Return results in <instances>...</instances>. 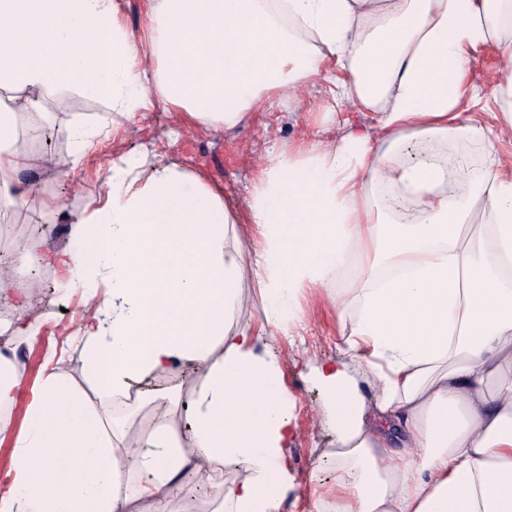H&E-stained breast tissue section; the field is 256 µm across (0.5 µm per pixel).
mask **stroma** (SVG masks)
<instances>
[{
	"instance_id": "obj_1",
	"label": "stroma",
	"mask_w": 512,
	"mask_h": 512,
	"mask_svg": "<svg viewBox=\"0 0 512 512\" xmlns=\"http://www.w3.org/2000/svg\"><path fill=\"white\" fill-rule=\"evenodd\" d=\"M344 76L334 60H325L321 77L299 87L274 109L260 107L248 112L231 128L189 125L178 110L155 105L139 127L114 130L74 171L66 164L73 146L61 136V128L78 121L105 124L114 111L110 104L87 98L75 89H62L46 104L45 127L53 135L52 142L39 139L25 145L29 154L51 159L52 164L24 173V180L35 183L25 208H7L0 213L21 224L29 251L63 247L71 239L69 214L83 211L93 200L106 196L107 175L113 161L122 157L141 160L147 172L156 165L173 163L219 188L236 217L242 240H250L253 183L280 151H317L331 145L333 133L321 132L320 127L328 119L330 81ZM13 266L10 260L0 262V267L11 272L5 285L28 294V304L21 310L0 307V319L19 318L38 324L40 331L31 342L8 333L0 337L16 346L14 361L23 380L11 406L0 411V417L9 424L0 440V478L11 466L16 438L49 358L61 359L76 384L84 382L82 344L77 336L84 315L80 292L64 290L60 268L27 266L18 273ZM295 307L296 316L287 335L273 342L259 336L255 344L257 351H271L277 361L276 381L291 420L288 446L281 459L288 491L277 512H315L316 500L331 487L336 473V461L330 454L334 439L332 395L321 383L317 367L329 360L347 361L348 356L344 331L324 289H299ZM151 381L153 391L138 403H129L123 396L107 399L100 413L118 419L134 432L143 431L151 417L164 415L176 436L190 438L200 374L192 368L179 376L157 372Z\"/></svg>"
}]
</instances>
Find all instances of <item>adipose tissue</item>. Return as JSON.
Masks as SVG:
<instances>
[{"mask_svg": "<svg viewBox=\"0 0 512 512\" xmlns=\"http://www.w3.org/2000/svg\"><path fill=\"white\" fill-rule=\"evenodd\" d=\"M145 2L143 43L123 26L120 0H0V87L23 94L17 110L0 109L1 205L23 206L29 192L17 114L37 134L45 102L66 87L118 103L120 127L158 102L191 124L230 128L263 93L293 91L332 57L349 75L336 103L375 113V128L274 157L251 194L247 244L200 177L161 165L144 178L136 163L113 164L105 199L72 214L73 245L57 254L85 301V374L114 395L157 371L200 368L192 441L165 424L144 438L125 431L65 369H45L0 512H130L141 500L174 512L178 474L215 460L252 472L225 486L223 512H275L290 419L275 362L257 352L252 328L233 324L240 292L256 289L273 339L295 315L296 289H334L352 266L349 297L336 303L350 361L318 368L337 465L316 512H512V379H498L512 370V171L495 156L496 130L460 109L479 95L467 81L473 52L497 43L512 129V0ZM412 138L478 145L488 161L472 191H452L454 156L401 162ZM383 183L395 195L366 203V187ZM106 269L112 294L102 297ZM354 362L371 372L373 395ZM124 470L139 482L123 491Z\"/></svg>", "mask_w": 512, "mask_h": 512, "instance_id": "ef3b65f1", "label": "adipose tissue"}]
</instances>
